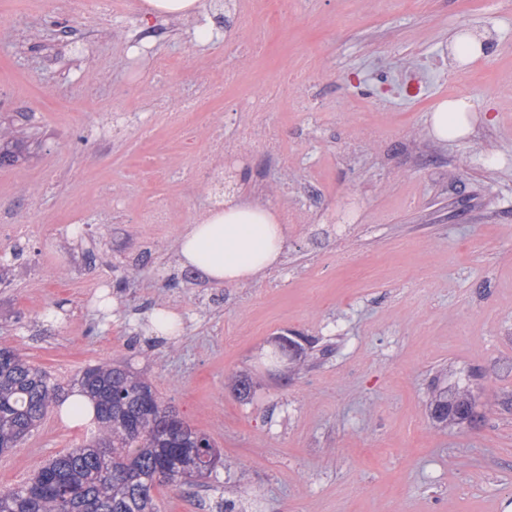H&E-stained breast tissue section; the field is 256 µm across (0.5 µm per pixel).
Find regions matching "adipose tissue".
<instances>
[{
  "label": "adipose tissue",
  "mask_w": 512,
  "mask_h": 512,
  "mask_svg": "<svg viewBox=\"0 0 512 512\" xmlns=\"http://www.w3.org/2000/svg\"><path fill=\"white\" fill-rule=\"evenodd\" d=\"M464 99L442 102L430 115L441 140L463 136L472 127ZM288 229L276 210L250 198L225 201L202 222L186 225L176 246L181 269L210 283L241 284L258 279L280 260Z\"/></svg>",
  "instance_id": "1"
}]
</instances>
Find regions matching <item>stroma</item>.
I'll list each match as a JSON object with an SVG mask.
<instances>
[{
  "instance_id": "35a3bbf8",
  "label": "stroma",
  "mask_w": 512,
  "mask_h": 512,
  "mask_svg": "<svg viewBox=\"0 0 512 512\" xmlns=\"http://www.w3.org/2000/svg\"><path fill=\"white\" fill-rule=\"evenodd\" d=\"M164 39L142 23L88 30L62 13L0 0V120L28 134L0 164V345L61 383L104 359L146 373L219 449L208 486L158 488L160 512H217L247 491L254 512H512V0H288L268 24L256 92L281 70L306 78L314 109L279 89L268 113L287 128L282 153L243 143L247 162L224 196L302 212L280 263L258 281L215 286L185 275L175 247L211 200L173 172L146 181L155 141L179 155L163 120L103 131L104 84L137 77L175 105L215 58L246 45L218 32L200 44L182 23ZM469 28L490 46L449 67ZM175 57L158 72L153 56ZM471 105L470 134L442 142L428 117ZM138 184L123 212L99 182ZM168 195L172 224L134 221ZM140 263L138 280L123 283ZM180 314L176 338L146 335L154 307ZM279 336L314 344L300 368L268 358ZM243 372L240 400L225 385ZM466 381L479 420L436 422L434 388ZM50 409L0 455V490L31 478L83 440Z\"/></svg>"
}]
</instances>
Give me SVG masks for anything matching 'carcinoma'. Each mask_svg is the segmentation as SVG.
Wrapping results in <instances>:
<instances>
[{"label": "carcinoma", "mask_w": 512, "mask_h": 512, "mask_svg": "<svg viewBox=\"0 0 512 512\" xmlns=\"http://www.w3.org/2000/svg\"><path fill=\"white\" fill-rule=\"evenodd\" d=\"M23 139L0 122V163L19 158ZM241 400L252 396L250 376L228 377ZM96 404L98 424L77 447L52 458L24 484L0 491V512H158L155 490L180 487L212 474L221 457L210 439L171 407L150 381L120 363L99 361L73 380ZM64 389L19 350L0 346V454L37 429ZM435 418L462 423L473 416L469 390L432 401Z\"/></svg>", "instance_id": "obj_1"}]
</instances>
